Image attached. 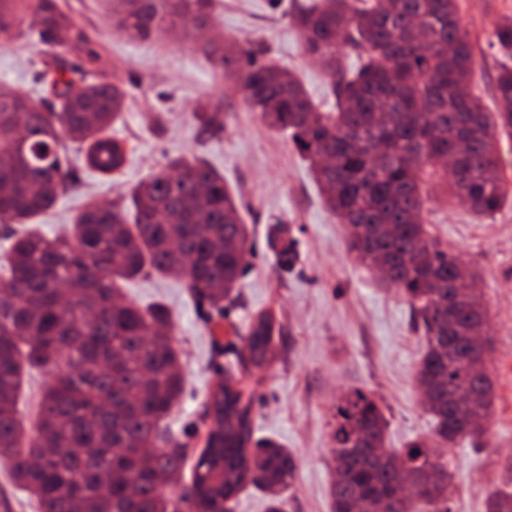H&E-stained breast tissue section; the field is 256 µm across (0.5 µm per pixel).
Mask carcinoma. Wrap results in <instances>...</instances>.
<instances>
[{"label":"carcinoma","mask_w":512,"mask_h":512,"mask_svg":"<svg viewBox=\"0 0 512 512\" xmlns=\"http://www.w3.org/2000/svg\"><path fill=\"white\" fill-rule=\"evenodd\" d=\"M215 0H112V28L136 40L178 31L194 43ZM38 35L84 46L81 62L50 80L58 111L46 112L0 85V218L9 232L8 279L0 285V465L42 512H230L245 488L267 512H285L295 455L253 439L254 391L225 379L211 396L215 424L180 494H166L187 462L162 426L181 390L180 353L163 307L122 297L119 283L143 272L184 274L194 297L218 312L239 293L250 231L224 175L199 159L175 158L141 183L127 205L90 203L66 236L31 226L66 189L67 148L86 145L90 168L108 175L125 150L109 128L125 106L116 76L99 71L88 36L56 0H0V38ZM292 20L303 53L331 76L336 108L323 112L293 73L260 51L224 43V78L264 122L287 133L327 209L347 225L348 249L410 305L425 350L415 379L434 420L429 439L388 447V419L374 394L352 388L332 423V512H386L407 481L400 512H451L454 478L439 449L482 443L494 398L488 311L476 271L448 252L423 222L430 189L490 216L512 203L497 143L512 137V15L495 24L501 57L495 109L474 96V54L457 0H304ZM360 60L351 70L336 49ZM275 321L251 320L235 364L274 360ZM487 336L484 346L472 337ZM55 373L29 431L17 401L31 371ZM485 512H512V489L492 488Z\"/></svg>","instance_id":"1"}]
</instances>
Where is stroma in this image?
<instances>
[{"label":"stroma","instance_id":"stroma-1","mask_svg":"<svg viewBox=\"0 0 512 512\" xmlns=\"http://www.w3.org/2000/svg\"><path fill=\"white\" fill-rule=\"evenodd\" d=\"M57 2L91 34L105 71L126 87V109L109 133L125 147L127 162L104 177L83 164L80 144H72L71 185L38 226L50 236L64 232L86 203L121 200L172 156L194 155L221 172L242 205L253 243L238 299L219 314L196 304L183 276L150 273L121 285L127 299L162 302L170 310L183 391L165 425L197 458L213 388L233 366L251 316L271 313L275 360L256 373V435L276 440L298 460L287 512H331L330 423L342 393L359 387L377 396L391 448L432 433L414 379L422 342L408 303L348 253L346 227L326 209L305 162L285 133L269 128L225 83L219 57L170 33L126 38L109 23L112 0ZM292 3L216 0L207 34L266 49L268 58L297 74L315 103L329 108L330 78L303 55ZM459 4L476 60L471 89L490 106L498 58L489 42L496 19L512 14V0ZM55 53L53 44L36 38L0 44V83L51 106L55 99L36 75ZM203 107L223 113V126L200 129L193 114ZM424 218L445 246L477 269L489 311L496 392L487 440L446 453L455 476L452 512H484L487 489L512 482V205L480 217L466 205L434 199ZM278 237L292 245L289 260L272 248Z\"/></svg>","mask_w":512,"mask_h":512}]
</instances>
